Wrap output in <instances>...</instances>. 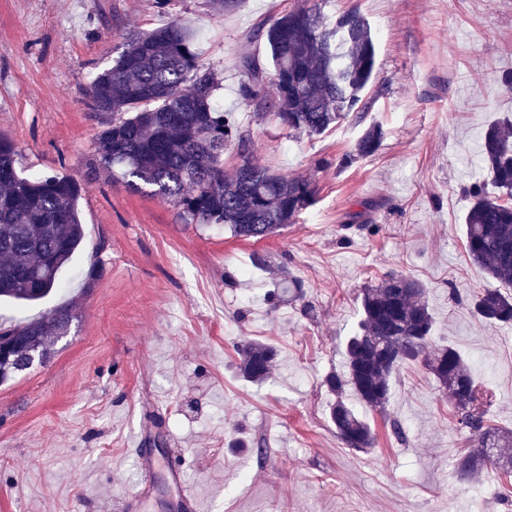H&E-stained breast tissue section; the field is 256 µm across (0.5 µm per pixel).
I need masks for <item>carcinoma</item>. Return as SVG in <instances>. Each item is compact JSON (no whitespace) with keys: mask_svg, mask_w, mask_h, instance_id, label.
<instances>
[{"mask_svg":"<svg viewBox=\"0 0 512 512\" xmlns=\"http://www.w3.org/2000/svg\"><path fill=\"white\" fill-rule=\"evenodd\" d=\"M270 52L274 95L252 59L240 58L245 76L241 95L259 111L273 114L289 130L319 137L342 120L359 125L371 102L365 92L376 70L371 27L355 9L328 16L315 0L271 20L258 31ZM196 33L172 20L129 33L114 64L98 72L87 89L97 120V149L84 181L105 171L132 192L148 191L170 200L194 224H223L245 240L268 238L315 205V184L251 161L252 141L235 113L217 107L218 73L204 67L195 48ZM383 138L377 123L366 126L342 164L373 155ZM241 158L224 170V150ZM19 151L0 136V299L38 301L57 289L84 238L77 207L82 183L44 173L18 171ZM486 177L466 189L465 248L489 278L470 304L482 320L512 325V120L488 125L480 146ZM359 332L345 348L344 374L323 383L336 396L329 419L338 438L353 450L369 448L367 418L343 398L352 390L368 409L385 414L393 375L420 362L434 376L454 407L458 429L469 447L453 459L463 482H476L492 466L512 474V430L489 424L488 398L471 369L452 346L432 342L434 316L424 286L391 274L360 294ZM75 310L57 308L18 325H0L11 336V355L0 360V384L53 354L70 329ZM239 371L253 382L271 374L276 351L259 343L239 349Z\"/></svg>","mask_w":512,"mask_h":512,"instance_id":"1","label":"carcinoma"}]
</instances>
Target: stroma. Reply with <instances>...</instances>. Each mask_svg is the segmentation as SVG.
I'll return each instance as SVG.
<instances>
[{
  "label": "stroma",
  "mask_w": 512,
  "mask_h": 512,
  "mask_svg": "<svg viewBox=\"0 0 512 512\" xmlns=\"http://www.w3.org/2000/svg\"><path fill=\"white\" fill-rule=\"evenodd\" d=\"M301 2L225 11L171 0L163 11L155 0H0V135L16 143L23 175L83 180L98 132L92 77L121 54L125 33L176 20L196 30L252 160L309 177L318 192L296 223L255 242L184 223L171 202L107 175L85 182V237L60 289L34 305L0 303L6 325L66 301L77 314L50 361L0 385V512H122L123 496L142 493L159 512H184V489L201 512H505L512 476L457 479L467 437L420 364L394 376L386 414H369L364 451L337 438L323 380L345 369L361 288L403 273L428 291L436 343L458 350L486 390L490 424L512 429V325L472 312L488 277L464 245L478 142L512 115V0H325L330 16L358 10L377 42L367 119L384 138L347 167L353 123L297 137L239 92L240 56L268 64L257 29ZM361 209L378 232L343 231ZM284 275L298 288L270 307L264 294ZM243 340L277 351L264 383L238 374ZM173 455L178 485L163 465Z\"/></svg>",
  "instance_id": "obj_1"
}]
</instances>
